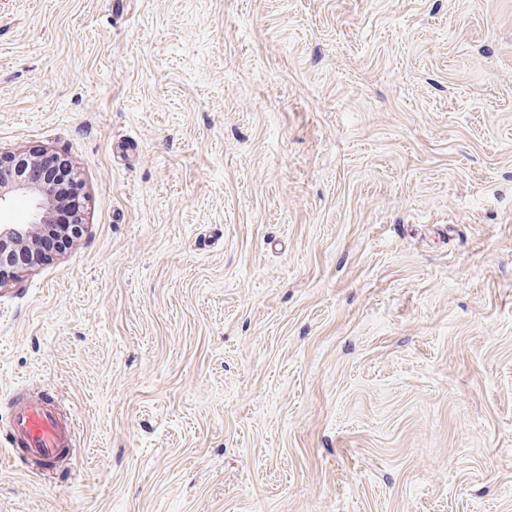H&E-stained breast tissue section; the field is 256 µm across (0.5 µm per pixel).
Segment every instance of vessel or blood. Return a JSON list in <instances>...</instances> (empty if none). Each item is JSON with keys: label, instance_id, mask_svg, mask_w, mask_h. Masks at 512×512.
Instances as JSON below:
<instances>
[{"label": "vessel or blood", "instance_id": "obj_1", "mask_svg": "<svg viewBox=\"0 0 512 512\" xmlns=\"http://www.w3.org/2000/svg\"><path fill=\"white\" fill-rule=\"evenodd\" d=\"M10 428L14 446L8 459L14 466L30 463L41 474L53 475L73 452V427L61 415L56 395H19L12 406Z\"/></svg>", "mask_w": 512, "mask_h": 512}]
</instances>
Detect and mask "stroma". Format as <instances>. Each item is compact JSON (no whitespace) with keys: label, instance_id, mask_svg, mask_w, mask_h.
Masks as SVG:
<instances>
[{"label":"stroma","instance_id":"35a3bbf8","mask_svg":"<svg viewBox=\"0 0 512 512\" xmlns=\"http://www.w3.org/2000/svg\"><path fill=\"white\" fill-rule=\"evenodd\" d=\"M84 231L0 285L63 398L0 512H512V0H0V151Z\"/></svg>","mask_w":512,"mask_h":512}]
</instances>
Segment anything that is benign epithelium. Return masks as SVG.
Masks as SVG:
<instances>
[{
    "label": "benign epithelium",
    "mask_w": 512,
    "mask_h": 512,
    "mask_svg": "<svg viewBox=\"0 0 512 512\" xmlns=\"http://www.w3.org/2000/svg\"><path fill=\"white\" fill-rule=\"evenodd\" d=\"M43 152H0V208L6 203L22 199L30 208L26 219L19 224H0V284L15 269L27 265L26 253L37 244L40 228L53 223L56 196L67 190L54 183L51 174L35 182L22 175L26 165L41 163Z\"/></svg>",
    "instance_id": "1"
}]
</instances>
